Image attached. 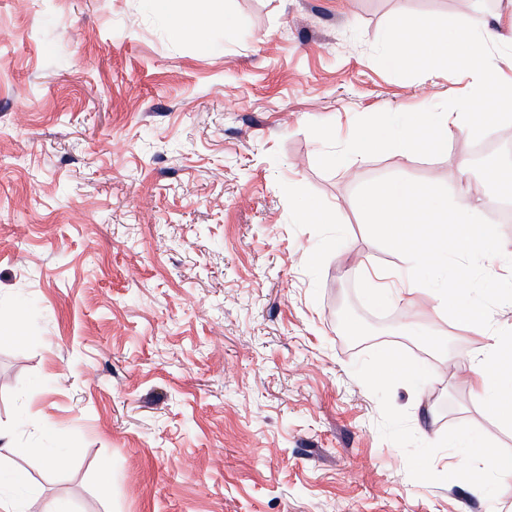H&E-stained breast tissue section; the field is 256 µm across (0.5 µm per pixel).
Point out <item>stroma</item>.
Returning a JSON list of instances; mask_svg holds the SVG:
<instances>
[{"mask_svg":"<svg viewBox=\"0 0 512 512\" xmlns=\"http://www.w3.org/2000/svg\"><path fill=\"white\" fill-rule=\"evenodd\" d=\"M223 2L200 42L144 0H0V430L21 449L0 466L41 489L27 512H512L460 448L512 455L468 381L483 337L436 312L424 267L380 306L357 268L413 257L353 205L395 178L478 197L512 119L327 161L464 98L489 55L387 69L396 23L512 0ZM388 349L419 387L376 380Z\"/></svg>","mask_w":512,"mask_h":512,"instance_id":"obj_1","label":"stroma"}]
</instances>
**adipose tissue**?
<instances>
[{
	"mask_svg": "<svg viewBox=\"0 0 512 512\" xmlns=\"http://www.w3.org/2000/svg\"><path fill=\"white\" fill-rule=\"evenodd\" d=\"M222 11V0H182L177 14V27L186 36L197 38ZM493 47L498 65L488 68L474 85L466 100L449 101L442 112L390 115L378 129L362 128L351 143L368 153L403 150L423 145L435 150L448 146V135L459 131L468 135L478 130L471 113L485 109H512V82L498 80L501 67L512 69V15L495 23H470L452 30H438L429 22L398 27L390 36V49L383 62L392 69L412 64L426 69L448 58H461L473 45ZM359 209L368 224L380 229L394 246L414 250L415 259L428 264L448 263V277L438 296L440 312L449 314L465 330L486 337L484 346L468 357L471 387L485 407L503 425L512 426V381H505L500 367L512 358V330L502 327L484 302H457L458 294L468 291L473 270L469 261L480 257L481 268L493 279L494 291L512 297V277L501 278L496 272L497 253L490 247L497 240V227L484 223L478 216L477 204L466 196L439 204L431 189L406 181H393L367 191L359 201ZM363 287L374 291L383 302L411 301L417 290L414 279L389 280L376 269H362Z\"/></svg>",
	"mask_w": 512,
	"mask_h": 512,
	"instance_id": "ef3b65f1",
	"label": "adipose tissue"
}]
</instances>
